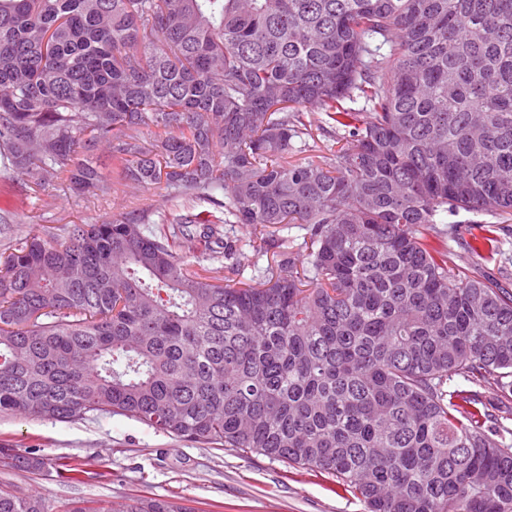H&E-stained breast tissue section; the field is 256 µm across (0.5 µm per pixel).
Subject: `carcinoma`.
<instances>
[{
  "label": "carcinoma",
  "instance_id": "cac0c4a2",
  "mask_svg": "<svg viewBox=\"0 0 512 512\" xmlns=\"http://www.w3.org/2000/svg\"><path fill=\"white\" fill-rule=\"evenodd\" d=\"M315 110L340 148L310 143ZM101 149L216 213L1 253L0 415H124L325 472L368 512H512V428L449 388L512 397V289L426 242L512 212V0H0L4 168L103 192ZM226 224L272 254L264 280L217 277ZM47 464L0 448V470Z\"/></svg>",
  "mask_w": 512,
  "mask_h": 512
}]
</instances>
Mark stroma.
Wrapping results in <instances>:
<instances>
[{
  "instance_id": "35a3bbf8",
  "label": "stroma",
  "mask_w": 512,
  "mask_h": 512,
  "mask_svg": "<svg viewBox=\"0 0 512 512\" xmlns=\"http://www.w3.org/2000/svg\"><path fill=\"white\" fill-rule=\"evenodd\" d=\"M0 199L11 200L0 224V253L19 239L67 224H99L115 215L149 211L155 216L210 210L202 201L167 196L112 181L107 192L76 195L65 184L48 191L26 188L22 175L0 167ZM456 232L434 238L452 267L512 285V213L472 218L460 213ZM242 240L236 270L223 277L250 282L266 267L246 242L250 229L225 225ZM0 445L50 458L38 472L0 474V491L41 496L48 512L70 503L122 507L141 499H175L188 512H366L364 503L339 488L332 475L289 466L257 453L188 442L137 420L103 414L77 421L0 417Z\"/></svg>"
}]
</instances>
